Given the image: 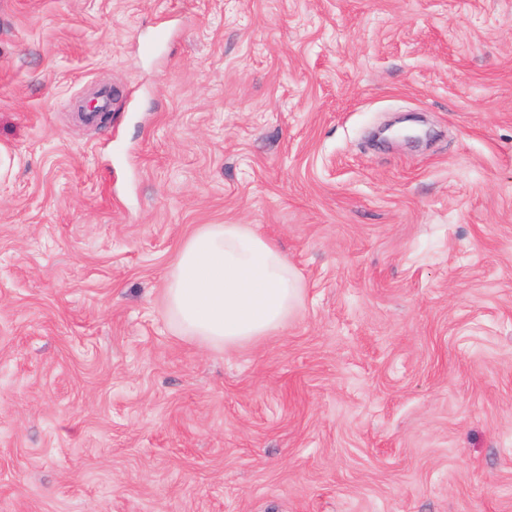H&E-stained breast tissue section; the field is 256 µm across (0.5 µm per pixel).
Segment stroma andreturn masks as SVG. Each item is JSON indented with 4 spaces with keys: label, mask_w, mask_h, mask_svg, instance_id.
<instances>
[{
    "label": "stroma",
    "mask_w": 512,
    "mask_h": 512,
    "mask_svg": "<svg viewBox=\"0 0 512 512\" xmlns=\"http://www.w3.org/2000/svg\"><path fill=\"white\" fill-rule=\"evenodd\" d=\"M205 224L275 335L173 331ZM0 512H512V0H0ZM164 298L181 335L231 350L277 331L296 286L287 257L249 224H206L179 252Z\"/></svg>",
    "instance_id": "1"
}]
</instances>
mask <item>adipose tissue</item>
Segmentation results:
<instances>
[{
  "label": "adipose tissue",
  "mask_w": 512,
  "mask_h": 512,
  "mask_svg": "<svg viewBox=\"0 0 512 512\" xmlns=\"http://www.w3.org/2000/svg\"><path fill=\"white\" fill-rule=\"evenodd\" d=\"M181 335L231 350L277 331L296 299L287 257L247 224H207L179 252L164 290Z\"/></svg>",
  "instance_id": "1"
}]
</instances>
